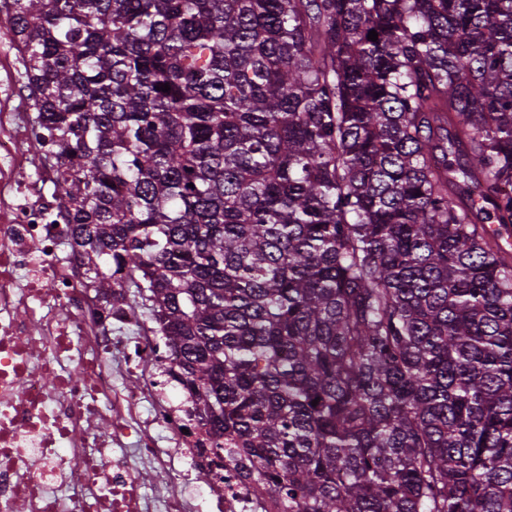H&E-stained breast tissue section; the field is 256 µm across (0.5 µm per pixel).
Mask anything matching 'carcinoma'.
<instances>
[{
    "label": "carcinoma",
    "instance_id": "carcinoma-1",
    "mask_svg": "<svg viewBox=\"0 0 512 512\" xmlns=\"http://www.w3.org/2000/svg\"><path fill=\"white\" fill-rule=\"evenodd\" d=\"M2 27L83 278L135 291L213 448L262 457L281 512H512V0H0Z\"/></svg>",
    "mask_w": 512,
    "mask_h": 512
}]
</instances>
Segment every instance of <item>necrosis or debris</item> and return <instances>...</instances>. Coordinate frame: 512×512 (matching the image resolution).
Listing matches in <instances>:
<instances>
[{
    "mask_svg": "<svg viewBox=\"0 0 512 512\" xmlns=\"http://www.w3.org/2000/svg\"><path fill=\"white\" fill-rule=\"evenodd\" d=\"M47 151L0 113V512H279L263 462L216 454L190 392L168 398L164 337L120 335L138 311L97 299L64 261L69 225L17 176Z\"/></svg>",
    "mask_w": 512,
    "mask_h": 512,
    "instance_id": "necrosis-or-debris-1",
    "label": "necrosis or debris"
}]
</instances>
